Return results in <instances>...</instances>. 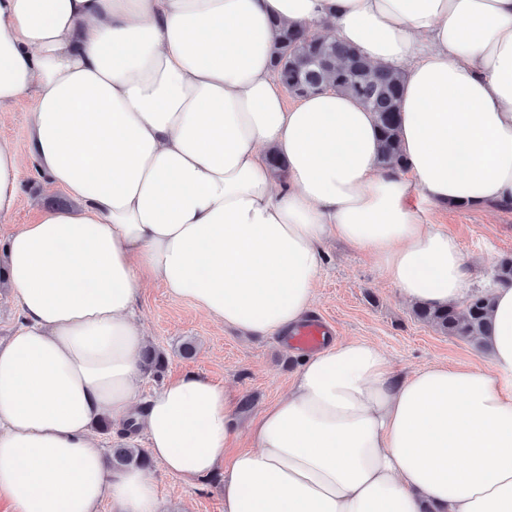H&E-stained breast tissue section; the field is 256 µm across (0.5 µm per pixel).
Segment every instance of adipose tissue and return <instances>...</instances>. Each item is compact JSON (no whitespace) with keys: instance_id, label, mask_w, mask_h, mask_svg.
Instances as JSON below:
<instances>
[{"instance_id":"1","label":"adipose tissue","mask_w":512,"mask_h":512,"mask_svg":"<svg viewBox=\"0 0 512 512\" xmlns=\"http://www.w3.org/2000/svg\"><path fill=\"white\" fill-rule=\"evenodd\" d=\"M279 23L402 72L406 172L380 165L374 116L349 95L287 103ZM29 93L30 155L71 204L0 240L24 318L0 342L13 512H158L145 471L110 468L93 431L133 414L168 472L223 470L224 512H512V286L493 290L477 340L491 370L400 377L368 341L329 344L229 458L232 398L197 374L136 414L147 339L133 317L157 280L224 326L285 334L332 238L407 302L461 304L467 263L426 216L512 201V0H0V107ZM23 167L0 139V218Z\"/></svg>"}]
</instances>
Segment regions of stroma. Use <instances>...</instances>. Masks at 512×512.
I'll return each instance as SVG.
<instances>
[{"label": "stroma", "instance_id": "stroma-1", "mask_svg": "<svg viewBox=\"0 0 512 512\" xmlns=\"http://www.w3.org/2000/svg\"><path fill=\"white\" fill-rule=\"evenodd\" d=\"M34 109L35 97L31 94L0 108V138L8 139L26 156ZM65 200L61 193L44 191L35 162L28 160L18 205L10 216L0 218V236L31 223L37 211ZM428 221L456 239L475 291L490 286L501 258L512 257L511 208L433 209ZM322 251L312 310L333 324L336 341L360 338L374 343L401 377L435 362L487 368V361L479 358L469 340L443 335L418 319L413 304L386 283L378 267L361 250L332 239ZM134 317L148 342L166 356L162 378L195 373L229 392L234 400L236 445L249 447L250 422L287 395L301 355L289 351L276 336H244L224 327L190 300L171 297L157 281L143 288ZM187 341L195 346L189 357L181 353ZM162 378L141 375V398H148ZM147 473L157 488L161 512H224L223 472L187 482L156 462Z\"/></svg>", "mask_w": 512, "mask_h": 512}]
</instances>
